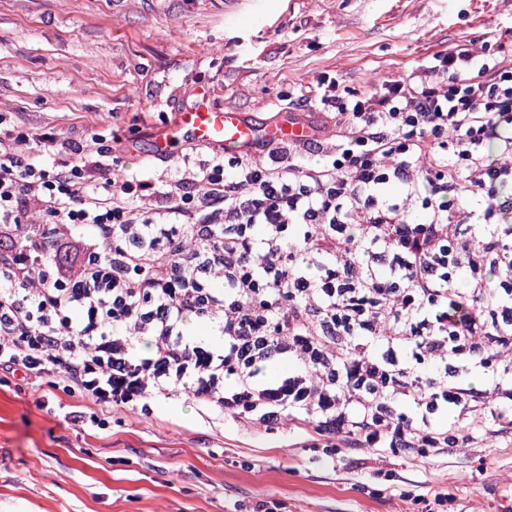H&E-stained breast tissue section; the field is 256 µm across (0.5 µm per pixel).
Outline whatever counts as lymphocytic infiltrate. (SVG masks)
Listing matches in <instances>:
<instances>
[{
    "instance_id": "lymphocytic-infiltrate-1",
    "label": "lymphocytic infiltrate",
    "mask_w": 512,
    "mask_h": 512,
    "mask_svg": "<svg viewBox=\"0 0 512 512\" xmlns=\"http://www.w3.org/2000/svg\"><path fill=\"white\" fill-rule=\"evenodd\" d=\"M310 105L331 146L124 180L111 149L0 132V371L60 375L101 430L189 395L379 461L512 440V67L462 43Z\"/></svg>"
}]
</instances>
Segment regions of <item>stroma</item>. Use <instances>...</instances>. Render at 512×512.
<instances>
[{"label":"stroma","instance_id":"35a3bbf8","mask_svg":"<svg viewBox=\"0 0 512 512\" xmlns=\"http://www.w3.org/2000/svg\"><path fill=\"white\" fill-rule=\"evenodd\" d=\"M512 28V0H0V128L101 136L114 171L178 167L150 154L195 87L262 118L336 80L363 91L414 71L461 40ZM79 396L0 383V512H231L250 501L286 512H421L433 491L447 512H498L512 498V442H489L390 478L358 468L283 425L254 430L206 417L188 396L142 415L113 410L101 431L71 424Z\"/></svg>","mask_w":512,"mask_h":512}]
</instances>
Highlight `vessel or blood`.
I'll return each instance as SVG.
<instances>
[{
    "label": "vessel or blood",
    "mask_w": 512,
    "mask_h": 512,
    "mask_svg": "<svg viewBox=\"0 0 512 512\" xmlns=\"http://www.w3.org/2000/svg\"><path fill=\"white\" fill-rule=\"evenodd\" d=\"M315 129L295 115L261 121L238 109L216 105L208 87H199L194 99L152 141L154 156L170 157L184 142L224 150L228 154L256 153L280 142L310 139Z\"/></svg>",
    "instance_id": "b4317fda"
}]
</instances>
